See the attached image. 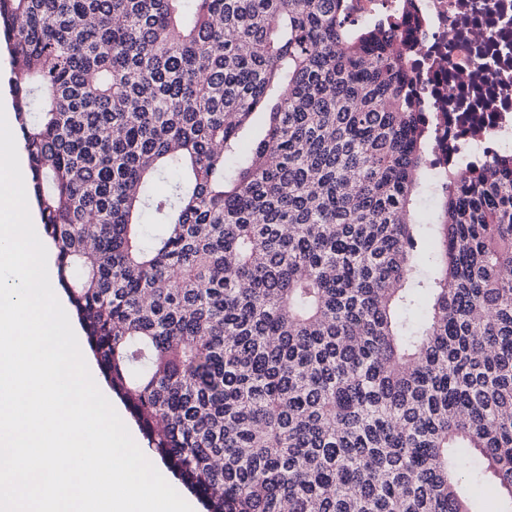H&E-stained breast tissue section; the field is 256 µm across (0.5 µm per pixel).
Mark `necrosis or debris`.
I'll return each instance as SVG.
<instances>
[{
    "instance_id": "4bbe7bcc",
    "label": "necrosis or debris",
    "mask_w": 512,
    "mask_h": 512,
    "mask_svg": "<svg viewBox=\"0 0 512 512\" xmlns=\"http://www.w3.org/2000/svg\"><path fill=\"white\" fill-rule=\"evenodd\" d=\"M392 14L413 47L411 100L434 129L435 172L512 152V0H353Z\"/></svg>"
}]
</instances>
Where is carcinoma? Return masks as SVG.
<instances>
[{
	"label": "carcinoma",
	"mask_w": 512,
	"mask_h": 512,
	"mask_svg": "<svg viewBox=\"0 0 512 512\" xmlns=\"http://www.w3.org/2000/svg\"><path fill=\"white\" fill-rule=\"evenodd\" d=\"M351 15L0 0L58 283L207 512H474L488 473L512 512V155L422 218L410 45Z\"/></svg>",
	"instance_id": "cac0c4a2"
}]
</instances>
